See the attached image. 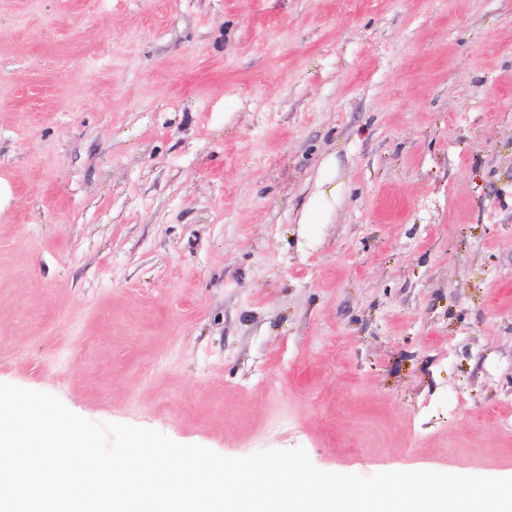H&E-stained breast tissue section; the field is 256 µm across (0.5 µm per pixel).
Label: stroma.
<instances>
[{
  "mask_svg": "<svg viewBox=\"0 0 512 512\" xmlns=\"http://www.w3.org/2000/svg\"><path fill=\"white\" fill-rule=\"evenodd\" d=\"M0 383L512 477V0H0Z\"/></svg>",
  "mask_w": 512,
  "mask_h": 512,
  "instance_id": "obj_1",
  "label": "stroma"
}]
</instances>
